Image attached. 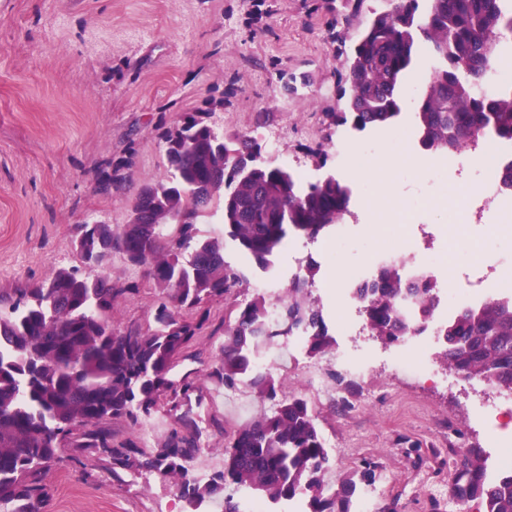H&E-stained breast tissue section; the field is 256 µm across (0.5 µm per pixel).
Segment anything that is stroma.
Segmentation results:
<instances>
[{
  "mask_svg": "<svg viewBox=\"0 0 512 512\" xmlns=\"http://www.w3.org/2000/svg\"><path fill=\"white\" fill-rule=\"evenodd\" d=\"M265 6L259 16L256 0H0V293L79 265L78 224L126 223L139 186L168 174L159 121L173 123L208 100L224 102L211 116L219 133L257 138L267 160L303 181L337 169L341 128L329 115L345 108L341 76L354 30L328 23L348 9L342 0L332 8L326 0ZM280 69L300 79L298 89L285 88ZM130 144L131 180L100 192V170ZM380 177L384 189L351 201L357 251L333 257L316 244L305 251L318 267L316 281L368 259L390 237H405L409 227L394 213L418 198L430 201L419 221L436 225L442 244L461 234L448 221L454 200L446 181L414 179L395 163ZM107 273L138 287L116 298L114 323L152 325L156 290L145 269L116 254ZM365 342L373 367L363 379L337 371L326 355L269 354L282 395L308 401L333 451L329 485L338 487L368 461L376 467L373 512H483L480 501L461 504L447 490L453 450L482 449L491 469L500 466L504 451L475 416L491 387L458 377L449 385L422 380L395 366V345L370 335ZM223 343V333L206 330L178 366L196 371L211 406L199 457L215 470L233 431L264 408L248 386L227 389L209 379ZM312 372L339 391L340 402L317 401L306 384ZM174 426L163 406L140 427L116 420L111 430L116 440L136 439L150 456ZM45 482L42 512H207L182 497L175 480L112 468L87 448L63 449Z\"/></svg>",
  "mask_w": 512,
  "mask_h": 512,
  "instance_id": "35a3bbf8",
  "label": "stroma"
}]
</instances>
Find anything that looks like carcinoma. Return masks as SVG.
Listing matches in <instances>:
<instances>
[{
    "instance_id": "carcinoma-1",
    "label": "carcinoma",
    "mask_w": 512,
    "mask_h": 512,
    "mask_svg": "<svg viewBox=\"0 0 512 512\" xmlns=\"http://www.w3.org/2000/svg\"><path fill=\"white\" fill-rule=\"evenodd\" d=\"M506 0H391L370 10L345 63L349 94L338 120L357 132L389 125L402 112L401 80L423 47L433 61L432 77L415 109L422 149L454 154L491 126L512 143V97L484 101L475 81L497 43L512 35ZM219 102L184 112L163 128L167 178L143 184L130 203L127 223H84L74 247L83 266L61 267L45 281L0 294V512H42L43 475L59 452L90 448L113 467L151 469L180 477L181 495L201 503L228 488L259 493L277 504L299 499L304 512H354L361 484L375 480L372 466L352 473L334 490L323 477L332 462L307 402L277 399L276 380L257 368L267 350L302 331L312 357L334 343L317 301L310 297L316 268L307 263L288 281L281 320H269L270 303L258 293L221 323L224 345L208 377L226 388L239 383L271 402L269 411L239 426L224 466L203 479L187 463L203 435L190 406L199 390L193 373L175 372L196 336L212 324L209 305L242 287L244 270L224 257L230 245L265 273L292 234L315 240L349 212L351 189L335 174L306 186L294 173L262 156L253 137H224L209 123ZM133 146L112 156L99 190L130 180ZM224 233L201 238L195 227L213 200ZM132 266H147L158 291L154 327L112 323L119 294L96 270L112 253ZM437 283H409L396 264L361 289V313L370 334L397 343L417 327L397 303L416 299L431 315ZM446 365L512 393V300L491 299L460 312L443 337ZM169 406L177 428L149 458L137 442L112 440L105 427L131 424ZM451 495L465 503L480 499L485 512H512V469L487 474L483 451L467 448L456 462Z\"/></svg>"
}]
</instances>
